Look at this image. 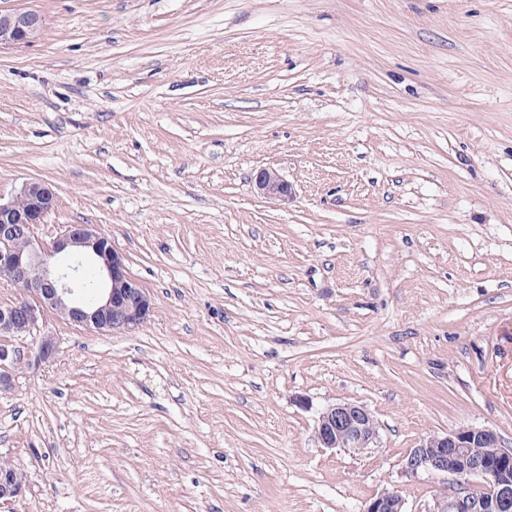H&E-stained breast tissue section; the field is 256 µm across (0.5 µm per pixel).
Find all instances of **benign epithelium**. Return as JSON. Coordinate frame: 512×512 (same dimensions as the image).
Here are the masks:
<instances>
[{"label": "benign epithelium", "instance_id": "7a95c632", "mask_svg": "<svg viewBox=\"0 0 512 512\" xmlns=\"http://www.w3.org/2000/svg\"><path fill=\"white\" fill-rule=\"evenodd\" d=\"M45 25L37 10L0 6V48L32 43ZM257 193L284 201L292 188L274 169L254 176ZM56 192L42 180L22 183L10 197L0 195V280L18 288L22 296L0 304V390L13 388L21 367L38 370L54 362L56 337L43 332L47 317L100 333L134 332L152 312L149 292L130 275L124 255L112 238L95 224H68L46 245L39 228L54 211ZM98 271L99 287L92 302L78 296L84 287L83 268ZM32 337L34 346L23 352L18 339ZM315 439L327 449L363 451L378 443V423L367 406L339 402L318 413ZM483 444L496 449L498 462L471 460L470 449ZM404 473L451 481L452 492L434 499L428 512H508L512 508V443L493 429L463 425L444 434H430L405 456ZM26 475L12 465H0V501L19 500ZM363 512H405V499L395 489L372 496Z\"/></svg>", "mask_w": 512, "mask_h": 512}]
</instances>
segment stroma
<instances>
[{"label": "stroma", "mask_w": 512, "mask_h": 512, "mask_svg": "<svg viewBox=\"0 0 512 512\" xmlns=\"http://www.w3.org/2000/svg\"><path fill=\"white\" fill-rule=\"evenodd\" d=\"M11 2L46 25L0 49V194L52 184L43 240L99 225L153 312L48 317L0 512H427L420 438L512 442V0ZM339 402L374 447L314 439ZM257 193L271 200H288L292 188L277 170L262 169L254 176ZM315 439L327 449L363 451L377 444L378 423L367 406L350 402L328 405L318 413ZM26 489V475L12 465H0V501L19 500ZM405 500L395 489H385L372 496L366 503L363 512H405Z\"/></svg>", "instance_id": "obj_1"}]
</instances>
